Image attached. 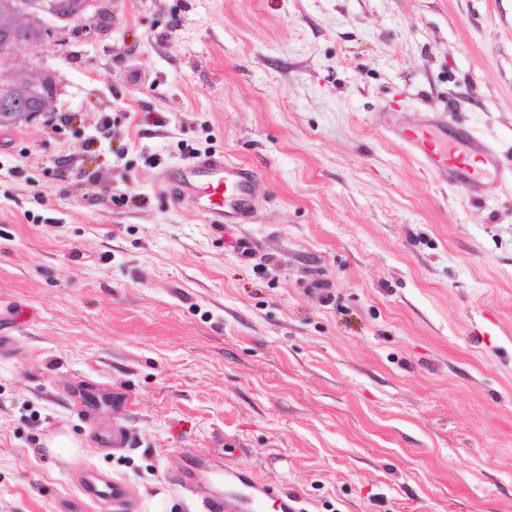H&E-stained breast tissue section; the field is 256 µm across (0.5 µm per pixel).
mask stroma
<instances>
[{
    "instance_id": "stroma-1",
    "label": "stroma",
    "mask_w": 512,
    "mask_h": 512,
    "mask_svg": "<svg viewBox=\"0 0 512 512\" xmlns=\"http://www.w3.org/2000/svg\"><path fill=\"white\" fill-rule=\"evenodd\" d=\"M12 66L57 96L0 128V512H94L87 467L201 512L219 438L306 512H512V0H112ZM384 106L491 144V198ZM194 149L257 173L249 223L172 198ZM446 112H430L424 122L406 125L396 123L391 113L382 108L374 114L373 122L436 181L462 187L469 193L483 192L490 184L475 177L477 170L470 168L464 162V157L466 154H474L492 163L495 149L471 133L448 126ZM448 141L465 148L449 146Z\"/></svg>"
}]
</instances>
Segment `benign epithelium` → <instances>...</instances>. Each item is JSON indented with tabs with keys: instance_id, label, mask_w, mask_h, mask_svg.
Masks as SVG:
<instances>
[{
	"instance_id": "1",
	"label": "benign epithelium",
	"mask_w": 512,
	"mask_h": 512,
	"mask_svg": "<svg viewBox=\"0 0 512 512\" xmlns=\"http://www.w3.org/2000/svg\"><path fill=\"white\" fill-rule=\"evenodd\" d=\"M104 0H9L0 8L5 22L0 24V126H15L47 115L57 83L41 68L25 79L11 71V63L20 52L21 41L34 32L39 47L50 41L56 32L76 21L96 20L107 14ZM44 95L40 101L31 99L36 89Z\"/></svg>"
}]
</instances>
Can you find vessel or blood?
I'll list each match as a JSON object with an SVG mask.
<instances>
[{
    "mask_svg": "<svg viewBox=\"0 0 512 512\" xmlns=\"http://www.w3.org/2000/svg\"><path fill=\"white\" fill-rule=\"evenodd\" d=\"M373 122L436 181L470 193L484 191L485 182L476 178L464 157L473 154L490 162L495 149L471 133L450 127L446 111L429 113L424 122L406 125L395 122L383 109L374 114ZM172 193L176 200L191 201L195 211L211 224H244L255 211L259 178L249 167L209 155L193 160L181 171ZM180 482L200 495L203 512H304L298 493L257 482L248 469L225 464L220 457L192 456L181 471ZM81 494L101 512H109L129 499L130 490L122 481L94 477L85 482Z\"/></svg>",
    "mask_w": 512,
    "mask_h": 512,
    "instance_id": "obj_1",
    "label": "vessel or blood"
}]
</instances>
